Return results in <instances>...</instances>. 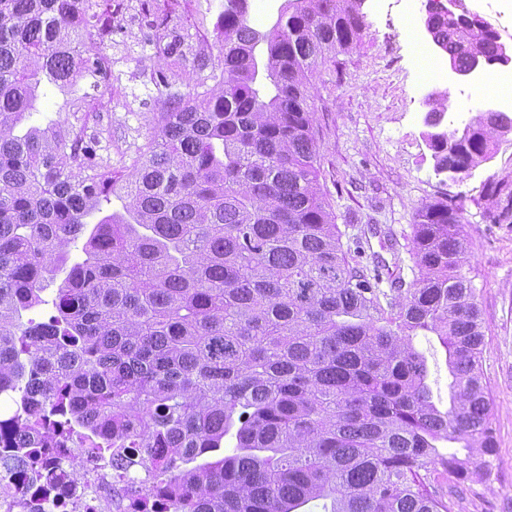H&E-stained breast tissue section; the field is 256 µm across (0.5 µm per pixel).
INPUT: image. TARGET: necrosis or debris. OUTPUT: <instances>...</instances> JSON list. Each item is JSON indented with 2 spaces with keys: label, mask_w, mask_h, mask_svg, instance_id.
I'll use <instances>...</instances> for the list:
<instances>
[{
  "label": "necrosis or debris",
  "mask_w": 512,
  "mask_h": 512,
  "mask_svg": "<svg viewBox=\"0 0 512 512\" xmlns=\"http://www.w3.org/2000/svg\"><path fill=\"white\" fill-rule=\"evenodd\" d=\"M97 455L91 444L74 441L63 448L42 451L43 474L34 478L19 456L0 448V512H174V497L153 493L146 477L151 469L141 461L136 471L124 470L120 458ZM83 462L79 479H72L68 463Z\"/></svg>",
  "instance_id": "necrosis-or-debris-1"
}]
</instances>
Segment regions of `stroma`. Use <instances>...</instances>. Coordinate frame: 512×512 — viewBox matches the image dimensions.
I'll use <instances>...</instances> for the list:
<instances>
[{
	"label": "stroma",
	"instance_id": "stroma-1",
	"mask_svg": "<svg viewBox=\"0 0 512 512\" xmlns=\"http://www.w3.org/2000/svg\"><path fill=\"white\" fill-rule=\"evenodd\" d=\"M155 10L170 16L171 29L128 21L106 48L116 77L114 93L100 105L90 130L117 172L145 143L161 109L151 73H173L175 92L194 89L195 71L191 60L182 59L177 35L189 37L195 49L218 53L219 0H155ZM403 12L402 0H372L357 44L327 54L308 74L318 185L343 245L362 248L361 265L382 261V286L393 301L404 297L419 275L412 251L417 210L435 200L461 210L467 238L463 272L477 289L484 325L481 371L496 448L483 480L461 483L440 471L434 477L448 512H512V134L499 139L491 159L463 178L452 181L435 172L423 123L424 96L446 92L452 100L448 123L461 127L494 100L498 89L490 78L452 85L432 79L418 55L427 14L417 13L410 26ZM87 88L84 81L74 90L42 85L30 123L76 122L75 93ZM415 344L428 359L435 395L448 406L450 375L437 337L420 336Z\"/></svg>",
	"mask_w": 512,
	"mask_h": 512
}]
</instances>
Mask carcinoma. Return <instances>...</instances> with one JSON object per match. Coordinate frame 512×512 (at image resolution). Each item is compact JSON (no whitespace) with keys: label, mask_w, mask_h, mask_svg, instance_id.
Masks as SVG:
<instances>
[{"label":"carcinoma","mask_w":512,"mask_h":512,"mask_svg":"<svg viewBox=\"0 0 512 512\" xmlns=\"http://www.w3.org/2000/svg\"><path fill=\"white\" fill-rule=\"evenodd\" d=\"M247 4L225 0L218 62L194 54L199 91L153 76L163 111L123 180L86 125L22 127L44 81L91 78L75 99L87 115L112 97L100 47L123 5L0 0V397L16 406L4 444L16 434L31 457L81 428L160 448L176 512H448L433 472L471 481L495 448L461 213L416 212L421 274L386 311L380 265L347 256L318 187L306 91L318 60L360 39V0H284L263 30ZM432 22L459 68L497 55L482 27ZM446 111L443 95L428 103L427 138L453 178L512 132L490 108L447 132ZM112 196L121 209L104 215ZM429 333L446 353V411L414 344Z\"/></svg>","instance_id":"cac0c4a2"}]
</instances>
